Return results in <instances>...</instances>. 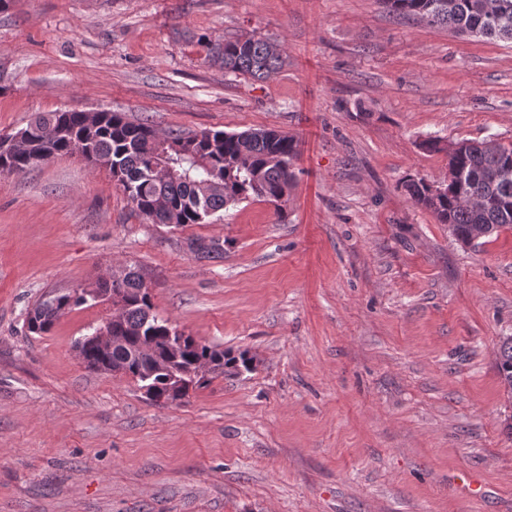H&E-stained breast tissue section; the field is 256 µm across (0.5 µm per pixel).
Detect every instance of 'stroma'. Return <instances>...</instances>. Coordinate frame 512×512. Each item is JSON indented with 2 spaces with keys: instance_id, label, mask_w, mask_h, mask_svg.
Instances as JSON below:
<instances>
[{
  "instance_id": "1",
  "label": "stroma",
  "mask_w": 512,
  "mask_h": 512,
  "mask_svg": "<svg viewBox=\"0 0 512 512\" xmlns=\"http://www.w3.org/2000/svg\"><path fill=\"white\" fill-rule=\"evenodd\" d=\"M246 34L281 45L271 78L212 60ZM101 108L292 135L295 178L282 209L172 228L77 154L0 173V512H512V230L460 244L404 189L448 178L427 139L512 141V42L380 0H10L0 135ZM131 267L159 317L253 370L157 406L77 356L108 304L27 335L48 293ZM497 369L507 393L512 394V336H503L500 340Z\"/></svg>"
}]
</instances>
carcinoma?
Returning <instances> with one entry per match:
<instances>
[{
  "instance_id": "1",
  "label": "carcinoma",
  "mask_w": 512,
  "mask_h": 512,
  "mask_svg": "<svg viewBox=\"0 0 512 512\" xmlns=\"http://www.w3.org/2000/svg\"><path fill=\"white\" fill-rule=\"evenodd\" d=\"M392 11L414 16L429 24L448 27L457 35H476L512 42V0H382ZM212 57L231 73L266 79L282 65L279 45L264 38L245 35L224 40L211 48ZM23 141L7 155L0 153V172H28L46 157L81 154L104 167L122 187L133 208L152 224L184 227L203 224L216 212L251 197L282 209L293 179L291 167L298 155L294 137L269 129L237 133L221 130L184 134H159L147 122L126 120L120 112H105L93 125L81 111L64 110L35 116L19 129ZM425 150L445 153L448 158V192L434 195L421 178L405 184L415 205L430 211L456 241L473 242L474 229L489 236L512 229V142L492 145V140H460L448 144L438 139L423 143ZM168 162L174 176L152 178V157ZM198 180L211 182L204 193ZM199 259L224 252L216 239L191 242ZM120 287L125 307L115 331L128 338L123 352L102 354L93 346L83 347L90 370L124 375L160 394L171 373L181 375L183 389L199 387L206 378L192 373L198 361L211 364L210 374L234 376L249 371L253 357L247 352L229 355L224 349L187 336L185 346L170 347L167 338L179 332L153 311L150 292L142 275L124 272ZM87 300L72 292L54 293L39 302L27 318L28 332L41 336L55 322ZM498 374L512 394V336L500 340Z\"/></svg>"
}]
</instances>
